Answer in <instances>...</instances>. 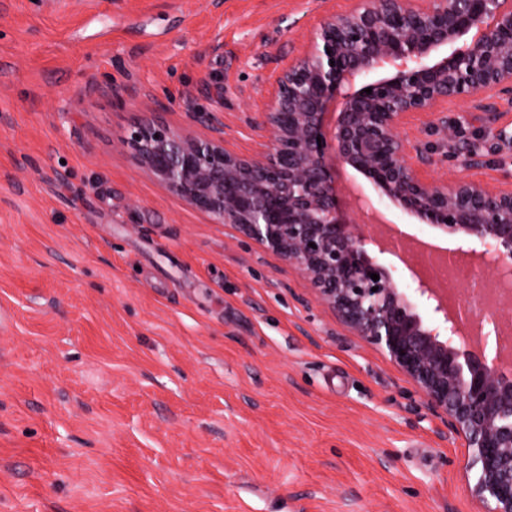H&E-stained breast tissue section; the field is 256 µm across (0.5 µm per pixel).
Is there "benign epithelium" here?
<instances>
[{"label":"benign epithelium","instance_id":"7a95c632","mask_svg":"<svg viewBox=\"0 0 512 512\" xmlns=\"http://www.w3.org/2000/svg\"><path fill=\"white\" fill-rule=\"evenodd\" d=\"M354 2L322 18L309 48L278 76L262 113L267 142L259 153L228 149L214 112L207 135L144 121L124 144L189 206L299 270L343 326L449 417L469 449L471 492L485 512H512V360L502 357L501 336L490 358L461 323L497 320L500 309L475 298L458 311L415 271L409 282L397 280L369 255L366 225L341 211L332 174L334 159L351 167L379 200L455 237L461 246L448 260L475 255L512 280V189L428 181L418 169L453 137L433 112L438 103L512 94V0ZM338 99L343 107L329 134L324 115ZM413 114L431 117L426 128L443 138L409 145L400 127Z\"/></svg>","mask_w":512,"mask_h":512}]
</instances>
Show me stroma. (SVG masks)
Masks as SVG:
<instances>
[{
  "label": "stroma",
  "mask_w": 512,
  "mask_h": 512,
  "mask_svg": "<svg viewBox=\"0 0 512 512\" xmlns=\"http://www.w3.org/2000/svg\"><path fill=\"white\" fill-rule=\"evenodd\" d=\"M349 0H0V512H481L468 450L309 281L143 172L146 119L254 155ZM441 110L512 183V98Z\"/></svg>",
  "instance_id": "1"
}]
</instances>
